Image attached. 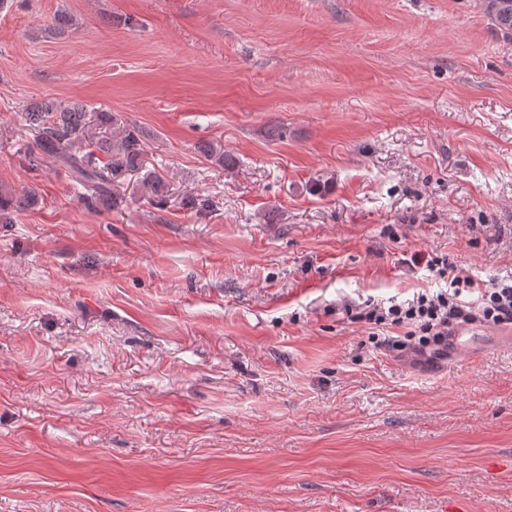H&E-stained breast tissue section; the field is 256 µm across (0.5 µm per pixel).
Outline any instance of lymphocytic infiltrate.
Wrapping results in <instances>:
<instances>
[{"instance_id": "lymphocytic-infiltrate-1", "label": "lymphocytic infiltrate", "mask_w": 512, "mask_h": 512, "mask_svg": "<svg viewBox=\"0 0 512 512\" xmlns=\"http://www.w3.org/2000/svg\"><path fill=\"white\" fill-rule=\"evenodd\" d=\"M426 266L439 277L449 279V290L422 293L388 306L372 305L362 313L367 324L398 328V335L383 338V347L417 356H442L447 354L460 326L512 325V282L499 280L477 287L473 280L454 275V266L444 254L429 255ZM466 290L478 291L477 300H462Z\"/></svg>"}]
</instances>
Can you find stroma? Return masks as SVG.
<instances>
[{"label": "stroma", "mask_w": 512, "mask_h": 512, "mask_svg": "<svg viewBox=\"0 0 512 512\" xmlns=\"http://www.w3.org/2000/svg\"><path fill=\"white\" fill-rule=\"evenodd\" d=\"M73 96L164 207L30 165L22 112ZM0 186L38 198L0 224V512H512V328L430 361L356 318L444 288L417 253L512 275L478 0H0ZM144 195L151 205L161 208L166 202L168 187L165 178L154 171H147L141 181Z\"/></svg>", "instance_id": "35a3bbf8"}]
</instances>
